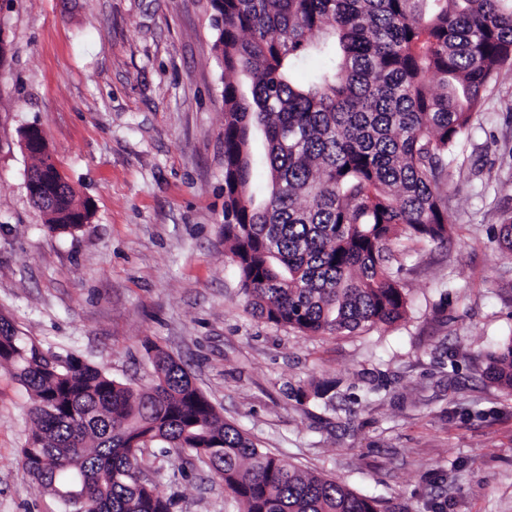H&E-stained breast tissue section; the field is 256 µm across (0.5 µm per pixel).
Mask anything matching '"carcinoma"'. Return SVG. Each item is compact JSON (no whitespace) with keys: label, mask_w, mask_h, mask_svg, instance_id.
Listing matches in <instances>:
<instances>
[{"label":"carcinoma","mask_w":512,"mask_h":512,"mask_svg":"<svg viewBox=\"0 0 512 512\" xmlns=\"http://www.w3.org/2000/svg\"><path fill=\"white\" fill-rule=\"evenodd\" d=\"M224 69V245L259 319L308 336L403 319L404 242H446L448 154L480 93L512 65V0H214ZM327 64L308 80L296 62ZM261 141L265 192L253 190ZM52 233L90 217L48 180ZM146 387L44 350L0 314V363L31 395L19 468L67 508L174 512L141 478L154 445L191 454L236 512H378L342 482L305 473L224 421L157 346ZM487 374L512 391V340Z\"/></svg>","instance_id":"1"}]
</instances>
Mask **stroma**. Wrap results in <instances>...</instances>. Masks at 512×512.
Returning <instances> with one entry per match:
<instances>
[{
  "label": "stroma",
  "instance_id": "1",
  "mask_svg": "<svg viewBox=\"0 0 512 512\" xmlns=\"http://www.w3.org/2000/svg\"><path fill=\"white\" fill-rule=\"evenodd\" d=\"M210 0H0V313L117 381L180 360L226 422L380 512H512V66L448 158V242L403 243V320L306 336L258 319L224 248L223 67ZM39 127L90 221L49 232L21 133ZM338 384L331 403L312 397ZM306 398H298L297 390ZM32 399L0 367V512H64L17 465ZM175 512H232L193 456L150 451ZM490 379L512 392V340L488 355Z\"/></svg>",
  "mask_w": 512,
  "mask_h": 512
}]
</instances>
